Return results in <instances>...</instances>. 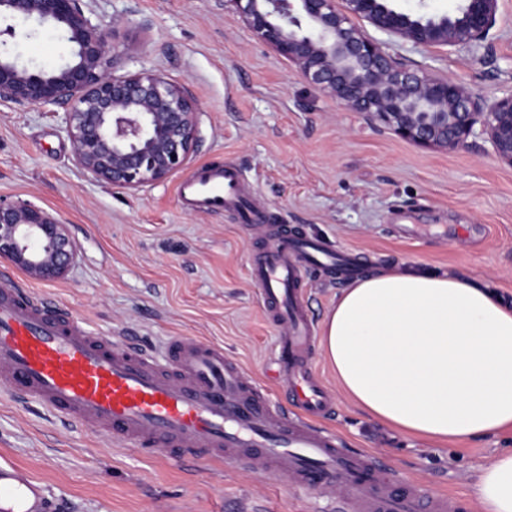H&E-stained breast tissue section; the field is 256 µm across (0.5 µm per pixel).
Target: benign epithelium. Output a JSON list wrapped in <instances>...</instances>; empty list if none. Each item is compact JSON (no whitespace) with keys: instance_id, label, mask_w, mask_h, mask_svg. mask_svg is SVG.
<instances>
[{"instance_id":"benign-epithelium-1","label":"benign epithelium","mask_w":512,"mask_h":512,"mask_svg":"<svg viewBox=\"0 0 512 512\" xmlns=\"http://www.w3.org/2000/svg\"><path fill=\"white\" fill-rule=\"evenodd\" d=\"M250 32L294 64L308 84L422 147L452 150L482 138L512 166V93L482 107L470 90L421 68L410 70L386 48L476 47L495 27L499 0H462L454 14L413 16L393 0H229ZM50 24L74 45L53 69L19 67L0 57V101L65 103L74 164L114 188L139 191L188 168L199 120L197 102L160 73L114 69L108 28L81 0H0V18ZM367 20L380 40L354 23ZM78 259L66 225L25 201L0 200V260L30 277L54 281Z\"/></svg>"}]
</instances>
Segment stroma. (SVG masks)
I'll return each instance as SVG.
<instances>
[{"label":"stroma","instance_id":"1","mask_svg":"<svg viewBox=\"0 0 512 512\" xmlns=\"http://www.w3.org/2000/svg\"><path fill=\"white\" fill-rule=\"evenodd\" d=\"M93 22L115 28L120 73L154 71L182 85L199 106L191 166L221 156L235 164L272 223L363 254L366 271L462 270L512 305V166L487 143L425 148L312 88L297 68L255 39L226 0H82ZM0 52L19 66L52 68L70 45L51 27L14 19ZM403 66L429 67L462 83L482 104L512 93V0H500L490 38L474 48L397 42ZM66 105L0 102V198L55 215L74 240L78 264L42 282L0 260V280L21 283L70 312L94 334L131 337L162 356L173 336L221 345L265 392L289 408L275 363L278 329L250 276L266 235L232 216L187 210L180 175L131 192L78 169L66 136ZM415 232L400 235L397 218ZM312 368L331 391L325 419L349 447L384 458L396 480L482 512L474 468L512 449V430L475 441L433 442L368 421L336 384L321 352ZM0 464L25 469L51 492L50 512H328L326 486L211 461L103 444L37 403L0 390Z\"/></svg>","mask_w":512,"mask_h":512}]
</instances>
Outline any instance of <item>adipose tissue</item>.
<instances>
[{
  "mask_svg": "<svg viewBox=\"0 0 512 512\" xmlns=\"http://www.w3.org/2000/svg\"><path fill=\"white\" fill-rule=\"evenodd\" d=\"M320 348L372 421L429 440L512 428V307L463 274L394 269L343 288ZM482 512H512V450L474 469Z\"/></svg>",
  "mask_w": 512,
  "mask_h": 512,
  "instance_id": "adipose-tissue-1",
  "label": "adipose tissue"
}]
</instances>
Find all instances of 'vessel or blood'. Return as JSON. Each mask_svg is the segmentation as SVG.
Instances as JSON below:
<instances>
[{
    "label": "vessel or blood",
    "instance_id": "1",
    "mask_svg": "<svg viewBox=\"0 0 512 512\" xmlns=\"http://www.w3.org/2000/svg\"><path fill=\"white\" fill-rule=\"evenodd\" d=\"M178 196L193 211H229L245 225L266 223L239 169L219 161L183 180ZM267 236L252 277L279 330L277 364L288 380L292 412L272 407L219 345L171 337L162 366L134 343L94 335L15 282L0 285V389L116 443L330 486L338 492L337 512H457L453 497L427 495L413 483L394 492L386 460L345 447L317 426L333 400L310 370L316 333L305 277L315 269L350 281L360 273V256L336 255L284 224ZM47 495L42 483L0 465V512H45Z\"/></svg>",
    "mask_w": 512,
    "mask_h": 512
}]
</instances>
